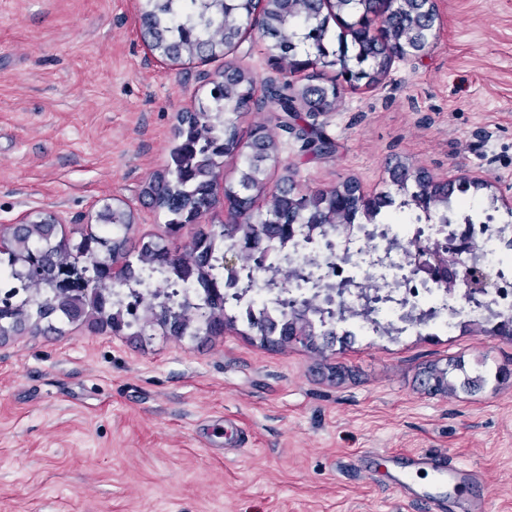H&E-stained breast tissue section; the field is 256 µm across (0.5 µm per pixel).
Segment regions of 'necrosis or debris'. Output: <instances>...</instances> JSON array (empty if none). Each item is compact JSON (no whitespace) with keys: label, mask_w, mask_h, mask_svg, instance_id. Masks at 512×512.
I'll use <instances>...</instances> for the list:
<instances>
[{"label":"necrosis or debris","mask_w":512,"mask_h":512,"mask_svg":"<svg viewBox=\"0 0 512 512\" xmlns=\"http://www.w3.org/2000/svg\"><path fill=\"white\" fill-rule=\"evenodd\" d=\"M464 229L471 234L473 257L495 276L494 288L478 305L466 288L414 276L407 264L414 243L445 247ZM264 262L297 270L298 275L289 279L286 291L257 288L246 294L238 279L225 278L226 306L247 322L278 318L287 298L313 300L321 329L333 328L339 317L346 334L363 338L386 329L398 335L431 334L454 331L465 320L512 318V225L500 223L496 209L486 202H452L444 224L416 210L402 224H351L335 232L303 228ZM157 294L180 303L198 300L203 290L192 280L143 267L113 297L134 322L143 302Z\"/></svg>","instance_id":"obj_1"}]
</instances>
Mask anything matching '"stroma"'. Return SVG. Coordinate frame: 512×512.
<instances>
[{"instance_id":"35a3bbf8","label":"stroma","mask_w":512,"mask_h":512,"mask_svg":"<svg viewBox=\"0 0 512 512\" xmlns=\"http://www.w3.org/2000/svg\"><path fill=\"white\" fill-rule=\"evenodd\" d=\"M423 57L346 89L301 149L274 107L245 112L277 146L255 207L351 180L392 191L399 161L470 172L512 223V0H434ZM141 0H0V227L23 214L63 235L102 234L104 203L133 214L131 250L167 239L149 202L179 113L199 109L224 61L264 81L267 43L244 33L225 59L151 51ZM512 370V341L453 334L272 345L242 319L220 335H142L51 318L0 338V512H430L387 477L391 453L433 454L483 474L468 499L512 512V380L435 392L428 367Z\"/></svg>"}]
</instances>
